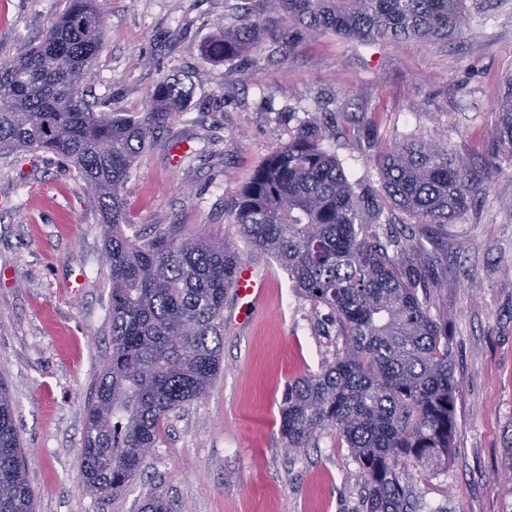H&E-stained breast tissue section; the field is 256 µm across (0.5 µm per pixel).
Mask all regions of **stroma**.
Listing matches in <instances>:
<instances>
[{
    "mask_svg": "<svg viewBox=\"0 0 512 512\" xmlns=\"http://www.w3.org/2000/svg\"><path fill=\"white\" fill-rule=\"evenodd\" d=\"M238 0H108L103 45L83 86L90 103L145 112L161 78L191 97L125 185L130 236L177 225L223 239L267 278L260 310L224 305L222 369L209 392L170 414L139 475L120 493L84 489L87 405L112 352L101 216L65 159L0 155V377L8 381L35 512H140L154 495L174 512H362L364 479L333 430L286 447L290 382L340 357L343 337L272 257L254 258L230 206L253 170L309 122L351 181L383 195L372 159L420 139L484 173L485 193L422 240L448 319L461 382L446 465L405 463L417 512H512V155L490 157L496 93L512 79V0H465L468 25L440 42L359 44L303 30L293 50L225 62L206 47ZM69 0H0V57L29 49Z\"/></svg>",
    "mask_w": 512,
    "mask_h": 512,
    "instance_id": "obj_1",
    "label": "stroma"
}]
</instances>
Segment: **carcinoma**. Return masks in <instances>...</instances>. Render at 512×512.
<instances>
[{
	"label": "carcinoma",
	"instance_id": "obj_1",
	"mask_svg": "<svg viewBox=\"0 0 512 512\" xmlns=\"http://www.w3.org/2000/svg\"><path fill=\"white\" fill-rule=\"evenodd\" d=\"M207 52L235 60L269 30L284 47L294 31L319 28L361 44L441 41L462 33L464 0H261ZM99 0H69L38 42L0 59V151L38 150L67 159L96 199L111 284L112 353L88 405L82 445L86 487L120 491L140 472L170 413L206 395L222 366L224 301L239 257L222 240L160 230L131 238L123 191L131 168L191 90L163 78L138 118L95 112L82 83L101 51ZM498 150L512 155V80L497 97ZM387 200L356 191L315 125L301 127L252 173L232 205L233 223L257 256H271L314 309L326 308L345 352L321 372L295 379L280 408L287 447L336 431L365 482L364 512H414L401 460L434 468L454 448L455 376L445 318L429 307L435 281L418 245L403 260L382 232L386 210L421 233L448 223L483 186L478 171L422 140L378 152ZM34 493L0 381V512H33Z\"/></svg>",
	"mask_w": 512,
	"mask_h": 512
}]
</instances>
